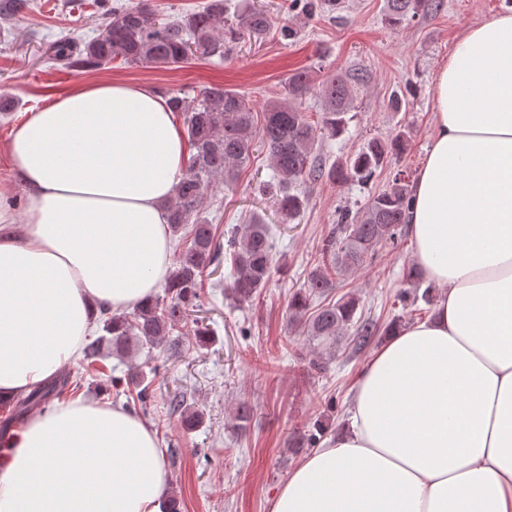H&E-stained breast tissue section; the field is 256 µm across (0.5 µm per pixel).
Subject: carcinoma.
<instances>
[{
	"mask_svg": "<svg viewBox=\"0 0 512 512\" xmlns=\"http://www.w3.org/2000/svg\"><path fill=\"white\" fill-rule=\"evenodd\" d=\"M343 0H289L288 12L312 17L322 9L336 10ZM444 0H389L386 24L394 30L414 19L435 16L444 10ZM31 8L30 0H0V23L9 24ZM228 15L226 0H209L198 10L174 20L145 5L112 8L93 37L67 39L50 44L51 56L67 67L81 71L114 60L125 63L174 67L195 54L212 56L224 42L244 35L260 36L270 25L267 11L259 6ZM366 76L348 71L314 82L308 71L288 77L284 97L269 103L262 113L254 111L239 92L212 85L192 100L176 92L167 102L184 115V124L193 150L167 206L171 235L181 241L172 263L163 294H156L128 311H100V335L82 348L87 370L110 354L145 355L130 367L129 383L135 394L127 400L148 410L151 398L147 374H157L154 351L162 348L167 336L182 324L189 307L200 297L204 271L228 255L232 267L230 288L242 301L259 294L273 270L271 228L259 214L228 236L226 245L216 238L215 228L205 216L208 197L219 184L232 185L250 162L257 146L266 148L273 169L275 190L284 220H295L306 208L307 198L298 186L328 180L346 183L367 182L401 157L410 138L406 129L391 137L369 141L359 152L327 164L317 149L319 142L335 140L348 132L353 93L363 87ZM316 94L324 103L320 120L312 122L305 111L308 96ZM412 207L409 181L397 171L386 187L360 209H343L336 227L323 240V255L330 258L314 266L303 288L294 292L288 305L289 322L306 330L313 357L312 367L322 371L326 360L336 353L344 331L354 328L353 344L358 349L371 345L377 325L370 319L355 318L358 304L343 295L334 303L312 309V299L327 297L334 279L362 269L375 253L402 240L406 218ZM82 377L60 372L47 383L15 401L14 418L32 407L59 397L69 387H80ZM322 425L293 437L291 448L299 452L319 446Z\"/></svg>",
	"mask_w": 512,
	"mask_h": 512,
	"instance_id": "cac0c4a2",
	"label": "carcinoma"
}]
</instances>
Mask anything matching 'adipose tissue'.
I'll use <instances>...</instances> for the list:
<instances>
[{"mask_svg": "<svg viewBox=\"0 0 512 512\" xmlns=\"http://www.w3.org/2000/svg\"><path fill=\"white\" fill-rule=\"evenodd\" d=\"M407 224L439 290L362 370L347 423L271 512H512V11L471 24L434 82ZM0 183V400L75 358L100 307L154 295L187 144L166 100L77 83L30 113ZM27 189L23 216L3 203ZM166 470L137 416L100 402L32 414L0 450V512H160Z\"/></svg>", "mask_w": 512, "mask_h": 512, "instance_id": "adipose-tissue-1", "label": "adipose tissue"}]
</instances>
